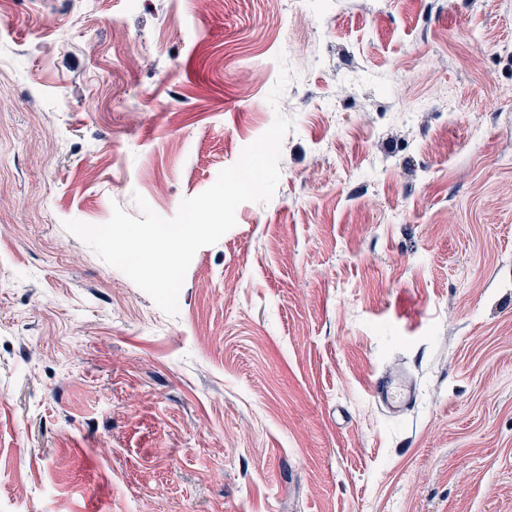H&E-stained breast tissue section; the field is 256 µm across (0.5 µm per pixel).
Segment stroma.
<instances>
[{
    "mask_svg": "<svg viewBox=\"0 0 512 512\" xmlns=\"http://www.w3.org/2000/svg\"><path fill=\"white\" fill-rule=\"evenodd\" d=\"M500 84L512 0H0V512H512ZM279 112L177 316L65 230L173 217ZM375 402L388 411L399 414L413 401L415 386L406 371L398 370L377 378L373 385Z\"/></svg>",
    "mask_w": 512,
    "mask_h": 512,
    "instance_id": "obj_1",
    "label": "stroma"
}]
</instances>
